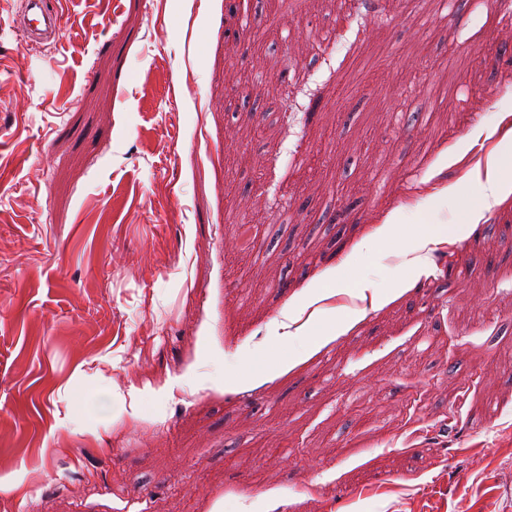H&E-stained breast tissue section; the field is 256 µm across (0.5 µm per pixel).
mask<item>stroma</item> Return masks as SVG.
<instances>
[{
	"label": "stroma",
	"mask_w": 512,
	"mask_h": 512,
	"mask_svg": "<svg viewBox=\"0 0 512 512\" xmlns=\"http://www.w3.org/2000/svg\"><path fill=\"white\" fill-rule=\"evenodd\" d=\"M237 2L0 0V512H512V0ZM62 14L58 8H50L48 0H27L22 22L28 38L53 37L61 28ZM487 190L490 191V196L494 203H501L505 197V190L508 189V195L512 194V174L502 175L495 167H491L487 173ZM507 195V196H508ZM454 234L453 225L423 224L419 228L417 244L419 249H424L430 243L447 241Z\"/></svg>",
	"instance_id": "stroma-1"
}]
</instances>
